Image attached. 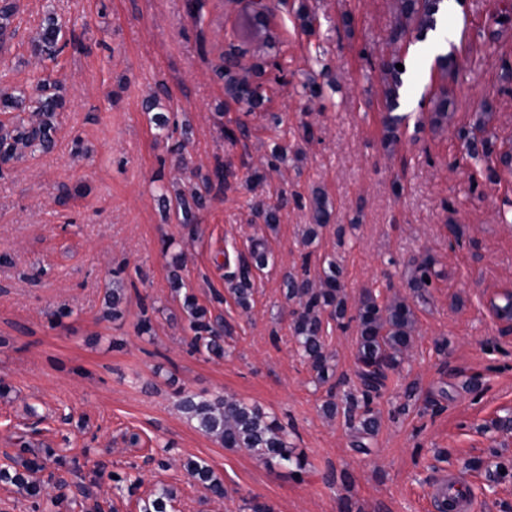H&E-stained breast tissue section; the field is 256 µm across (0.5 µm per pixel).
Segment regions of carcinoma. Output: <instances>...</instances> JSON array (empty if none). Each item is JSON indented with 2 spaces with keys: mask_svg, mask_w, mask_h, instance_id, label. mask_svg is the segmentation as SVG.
Masks as SVG:
<instances>
[{
  "mask_svg": "<svg viewBox=\"0 0 512 512\" xmlns=\"http://www.w3.org/2000/svg\"><path fill=\"white\" fill-rule=\"evenodd\" d=\"M443 0H398L400 22L392 32V40L401 39L406 32V24H414L419 34L424 35L435 28L442 12ZM18 12L16 0H0V46L15 34L13 18ZM67 45L63 25L53 16H48L41 25L38 37L33 43L34 55L42 60L54 61ZM403 63L398 56L382 58L378 69L385 78L388 126L393 130L404 120L395 113L403 86V72L396 65ZM224 78V90L230 99L243 102L248 111L263 110L266 95L263 87L269 82L265 66L257 65L253 77L242 76L238 72V62L232 55L224 59L220 71ZM61 86L42 82L35 95L23 89L0 85V113L7 119L0 120V178L10 170V165L23 159L28 151L49 152L56 145L57 112L63 109L65 100L60 93ZM465 153L475 160H490L494 152V142L490 138H478L460 133ZM288 161V149L276 144L267 155L266 164L277 169ZM203 188L176 196L175 213L180 223L193 224L196 212L203 209L212 191L224 190V165H217L213 176L202 179ZM296 206H311L313 224L307 231V240L318 235V230L328 225L331 209L327 200L320 194L314 195L306 204L301 197L294 198ZM270 252L264 241L252 243L249 257L242 260L236 271L226 277L227 291L236 304L248 311L256 288L255 271L267 266ZM437 273L432 263L425 259L412 270L410 284L423 295L430 288L427 281ZM284 295L298 304V310L291 325L300 355L309 363L314 372V382L323 385L336 378L335 355L329 351L324 339L323 313L330 311L339 326L355 324L357 351L355 375L358 381L357 392L344 394L342 403H337L334 395H329L324 405V413L329 418L343 414L345 424L352 431L354 446L366 448V439L374 436L378 429V418L371 407L373 399L386 388L391 375L400 372L414 342L413 330L415 313L406 299H393L380 303L369 293L360 300L355 313H348L344 297L345 285L341 278V268L334 260L327 262L323 269L320 287L310 280L288 273L284 277ZM124 298L121 280H116L109 300L111 311L108 316L118 319L122 316L120 305ZM182 309L192 333L190 344L195 349L203 348L209 356L224 357V336L231 333L229 325L218 317H212L208 308L201 305L195 294L187 291L183 295ZM179 410L188 420L196 423V428L204 435L218 441L229 450L245 451L268 466H292L294 472L305 470L304 459L294 453L288 443V432L276 417L256 404L249 403L232 395L217 396L213 399L184 395L178 401ZM14 453H4L11 464L0 469V481L18 488L31 500L34 509L41 512H66L71 502L63 496L45 497L44 483L36 479V474L44 470L43 456L55 457V463L69 466V471L78 474V460L61 454L53 448L39 453L24 441L17 442ZM182 468L193 480L205 485L217 498L224 497V481L203 461L188 458L181 463ZM109 478L116 488L125 483L128 489L139 487L140 479L129 473L113 478L105 467L98 466L89 480L80 478V485L93 495L92 486L103 478ZM175 500L173 489L161 486L156 488L144 501L143 512H168Z\"/></svg>",
  "mask_w": 512,
  "mask_h": 512,
  "instance_id": "cac0c4a2",
  "label": "carcinoma"
}]
</instances>
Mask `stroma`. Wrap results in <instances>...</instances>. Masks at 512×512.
<instances>
[{"mask_svg":"<svg viewBox=\"0 0 512 512\" xmlns=\"http://www.w3.org/2000/svg\"><path fill=\"white\" fill-rule=\"evenodd\" d=\"M17 0L18 32L0 53V81L35 93L34 76L64 88L56 146L15 163L0 180V450L18 440L34 448L70 445L85 476L98 463L137 474L135 494L103 480L102 512H140L159 485L174 489L176 512H248L256 500L274 512H438L434 491L448 481L474 498L476 512H512V479L498 480L497 459H512V433L493 420L512 414V329L491 310L512 292V193L486 180L468 158L460 132L512 136V91L502 89L512 62V20L499 0H459L447 15L449 43L461 72L445 81L420 55L416 30L390 34L396 0H273L255 16L249 0ZM315 16L302 31L299 7ZM63 22L76 48L56 61L32 53L47 12ZM242 66L284 61L266 109L252 114L230 100L217 68L227 53ZM407 65L412 104L395 138H387L383 82L373 61L391 55ZM335 81L337 92L311 97L305 83ZM458 104L447 121L430 122L440 85ZM492 100L493 111L481 105ZM167 113L188 124L182 158L151 121ZM282 118L272 128L268 113ZM246 123L249 136L224 131ZM314 137L303 141L302 125ZM290 159L269 169L274 143ZM89 150L75 154L74 145ZM223 165L229 183L212 194L196 223L164 219L157 171L180 188ZM263 180L249 189L247 177ZM320 189L333 210L311 243L309 209L291 197ZM280 208L269 230L255 199ZM271 253L258 272L250 311L224 291L227 267L252 241ZM200 304L233 327L224 358L193 351L169 271ZM342 268L348 308L365 290L389 300L412 297L415 262L437 273L413 299L414 345L401 372L375 399L379 430L368 452L351 445L343 417H325L326 387L291 335L294 305L283 277L308 267L318 281L324 262ZM126 290L121 318H106L113 277ZM158 312L151 334L138 330L141 303ZM244 398L275 415L306 460L303 476L228 450L178 410L181 394ZM170 458V467L158 461ZM201 459L224 481L215 499L181 468Z\"/></svg>","mask_w":512,"mask_h":512,"instance_id":"1","label":"stroma"}]
</instances>
